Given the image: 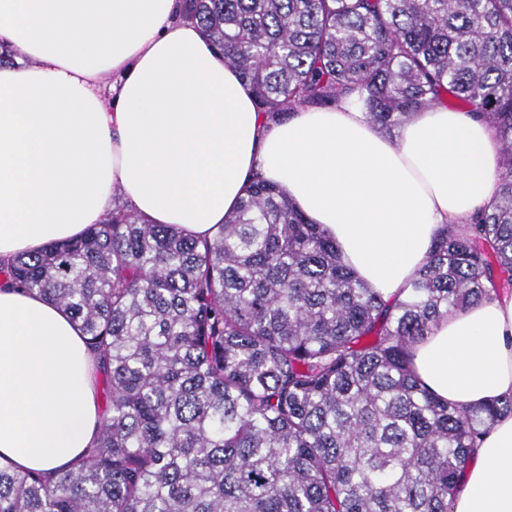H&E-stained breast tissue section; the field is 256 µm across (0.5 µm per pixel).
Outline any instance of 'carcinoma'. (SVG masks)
I'll return each instance as SVG.
<instances>
[{
    "label": "carcinoma",
    "mask_w": 512,
    "mask_h": 512,
    "mask_svg": "<svg viewBox=\"0 0 512 512\" xmlns=\"http://www.w3.org/2000/svg\"><path fill=\"white\" fill-rule=\"evenodd\" d=\"M270 123L359 94L390 133L453 97L502 144L498 192L404 299L256 177L212 239L112 212L2 270L66 309L106 395L77 471L0 468V512H451L512 397L459 409L412 368L450 312L512 291V0H185Z\"/></svg>",
    "instance_id": "obj_1"
}]
</instances>
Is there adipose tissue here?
I'll return each instance as SVG.
<instances>
[{
    "mask_svg": "<svg viewBox=\"0 0 512 512\" xmlns=\"http://www.w3.org/2000/svg\"><path fill=\"white\" fill-rule=\"evenodd\" d=\"M182 0H0V263L78 236L121 193L138 214L212 237L254 173L391 299L447 224L497 194L501 143L434 106L393 134L356 98L264 123ZM94 354L67 311L0 277V465L76 469L98 434ZM416 374L460 408L512 396V293L449 313ZM451 512H512V415L483 436Z\"/></svg>",
    "mask_w": 512,
    "mask_h": 512,
    "instance_id": "adipose-tissue-1",
    "label": "adipose tissue"
}]
</instances>
